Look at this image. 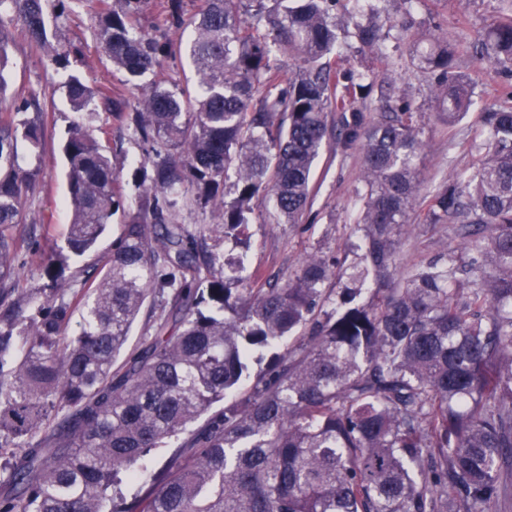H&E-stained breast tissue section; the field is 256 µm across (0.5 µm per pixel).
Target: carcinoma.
Listing matches in <instances>:
<instances>
[{"label":"carcinoma","mask_w":512,"mask_h":512,"mask_svg":"<svg viewBox=\"0 0 512 512\" xmlns=\"http://www.w3.org/2000/svg\"><path fill=\"white\" fill-rule=\"evenodd\" d=\"M96 39L135 81L132 98L64 82L75 112L127 121L148 146L134 204L102 143L107 128L76 123L63 146L71 219L65 247L46 258L49 283L18 287L28 249L24 207L43 188L46 112L54 98L9 93V28L62 66L81 48L53 44L48 0H0V512H500L512 502V85L484 113L489 137L469 173L420 195L422 140L409 104L363 125L367 86L344 67L336 0H88ZM463 51L512 73V0ZM152 7L163 32L134 20ZM190 31L186 47L166 31ZM362 46L382 41L374 23ZM193 81L173 89L136 80L181 51ZM297 62L285 79L280 55ZM437 111L454 122L473 105L453 53L424 56ZM349 112L340 136L363 156L359 265L323 310L327 259L310 256L280 286L258 274L243 287L252 200L297 224L327 113ZM425 204L427 224H454L475 255L448 254L393 278L398 236ZM211 207L191 231L177 209ZM121 233L99 238L117 211ZM215 235L234 257L207 246ZM104 270L74 288L71 256ZM153 334L123 361L147 299ZM78 331L69 333L73 315ZM305 334L254 373L252 363L297 329ZM232 390L206 423H195ZM166 461L143 476L157 448ZM136 484L125 492L123 479Z\"/></svg>","instance_id":"obj_1"}]
</instances>
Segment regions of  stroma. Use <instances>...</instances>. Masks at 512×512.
<instances>
[{
    "label": "stroma",
    "mask_w": 512,
    "mask_h": 512,
    "mask_svg": "<svg viewBox=\"0 0 512 512\" xmlns=\"http://www.w3.org/2000/svg\"><path fill=\"white\" fill-rule=\"evenodd\" d=\"M500 0H381L378 11H371L361 0H340L334 12L336 32L348 66L363 73L371 85L357 96L355 107L365 122H372L381 106L380 85L389 83L394 98L409 103L417 114L420 137L424 143L420 159L423 191L439 183L454 180L472 170L476 157L472 142L484 140L487 130L483 112L494 103L495 88L505 81L499 65L491 60L461 56L459 72L469 82L474 105L459 121L448 123L437 112L430 92L428 76L418 65L422 52L433 43L455 46L481 33L498 15ZM410 20L421 37L420 45L405 38L400 23ZM376 21L384 41L381 50L371 51L358 42L357 25ZM95 21L82 0H71L69 10L55 31L60 44H77L83 52L70 56L65 67L46 66L32 53L23 39H16L10 49L16 88L53 93L55 108L47 120V135L52 150L43 162L46 188L26 206L32 225L31 249L19 260L18 284L23 288L43 286L47 278L41 254L63 245L71 219L67 205V184L61 146L76 121L91 125L110 122L112 137L107 145L113 163L121 169L127 197H134V173L143 154V146L118 118L105 114H78L65 99L62 88L68 75H80L91 87L124 88L127 76L116 70L102 54L93 35ZM329 133L311 176L312 194L305 215L298 224L277 223L268 212L263 197H256V217L249 226L250 247L246 253L247 271L258 270L264 276L288 277L311 254L318 253L336 268L346 270L360 260L357 245L361 238L354 217L359 209L357 194L361 188L362 153L359 145H344L335 135L339 116H327ZM461 240L450 224H425L412 217L411 226L400 236L397 272L405 274L414 264L439 255L460 252Z\"/></svg>",
    "instance_id": "1"
}]
</instances>
